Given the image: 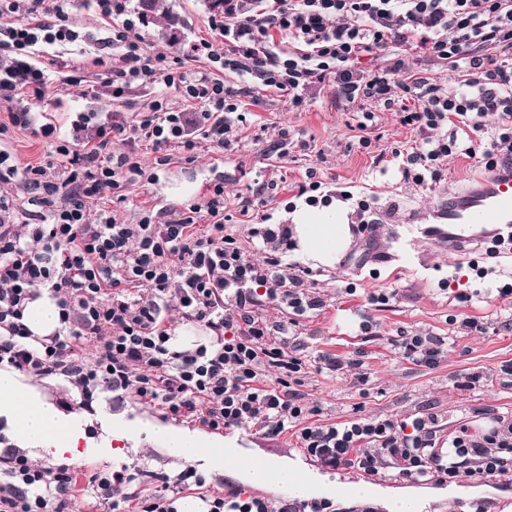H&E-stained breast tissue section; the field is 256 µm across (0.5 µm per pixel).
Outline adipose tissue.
<instances>
[{
    "mask_svg": "<svg viewBox=\"0 0 512 512\" xmlns=\"http://www.w3.org/2000/svg\"><path fill=\"white\" fill-rule=\"evenodd\" d=\"M290 226L295 258L313 267H331L351 240L345 210L336 207L305 208L294 211ZM0 414L11 418L19 441L35 455L47 454L77 464L90 455L84 447L80 421L60 412L41 397L34 387L22 383L11 369H0ZM139 431L171 455L207 467L208 442L188 431L165 430L143 421Z\"/></svg>",
    "mask_w": 512,
    "mask_h": 512,
    "instance_id": "ef3b65f1",
    "label": "adipose tissue"
}]
</instances>
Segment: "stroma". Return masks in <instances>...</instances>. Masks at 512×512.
Here are the masks:
<instances>
[{"mask_svg":"<svg viewBox=\"0 0 512 512\" xmlns=\"http://www.w3.org/2000/svg\"><path fill=\"white\" fill-rule=\"evenodd\" d=\"M166 3L179 19L176 35L167 36L164 20L146 23L142 32L148 52L165 54L174 63L191 41L205 38L223 46V39L208 26L211 0ZM84 74L80 85L60 86L52 101L35 106V122H52L66 131L81 113L94 114L99 120L111 112L132 117L159 95L147 84L116 101L101 86L95 69H85ZM251 91L244 99L248 122L232 149L220 152L204 144L190 155L174 150L169 163L161 166L157 183L129 187L124 204L113 202L111 190H104L89 200L88 210H114L129 224L148 214L161 224L169 208L201 202L220 183L227 215L224 231L249 252L252 231L277 228L285 224L291 208L303 206V199L295 197L292 188L306 170L316 169L329 188L346 187L355 196L368 197L370 210L353 215L351 241L335 265L313 269L308 291L326 306L299 316V339L306 352L321 350L363 363L370 381L359 385L349 378L330 379L315 364H306L302 390L307 402L318 409L315 422L334 423L352 416L399 421L433 413L440 432L445 433L461 418L481 424L488 410L512 416V375L502 370L512 363V296L497 294L499 287L512 284V252L505 250L493 258L478 252L463 258L448 255L433 239L444 226L428 213L449 191L466 186L465 176L474 171V160L449 157L440 182L408 184L392 152L418 145L423 135L402 126L394 113L374 111L362 133L356 127L362 120L360 114L352 108H336L330 90H322L315 104L300 111L275 91L256 85ZM7 108V102L0 99V123L7 126L0 133V148L22 164H41L49 143L8 125ZM363 136L370 138L369 147L360 145ZM257 178L276 183L278 195L273 204L257 206L255 221L247 223L238 213V204L249 197L248 186ZM185 184L193 188L190 195L172 196V189ZM464 290L470 301H457V293ZM372 294L388 295L389 301L384 307H371L367 298ZM471 319L478 321L479 330L467 328ZM415 335L450 336L454 342L439 365L430 369L404 355L403 337ZM474 372L481 373V382L466 387L467 375ZM23 381L61 411L81 420L95 449L82 463L88 470L108 473L113 466L100 433V417L144 415L165 425L173 422L159 406L141 402L131 393L116 399L97 389L92 397H85L62 374L27 375ZM236 435L240 447L263 448L269 456L285 461L299 458L306 468H321L299 449L295 431L271 440L248 424ZM136 446L137 453L128 454L126 464L140 472L137 488L141 494H150L161 476L173 475L183 466L146 439H138ZM427 499L424 512H474L480 504L490 512H512V472L487 485L463 482L458 492L444 484L432 489Z\"/></svg>","mask_w":512,"mask_h":512,"instance_id":"1","label":"stroma"}]
</instances>
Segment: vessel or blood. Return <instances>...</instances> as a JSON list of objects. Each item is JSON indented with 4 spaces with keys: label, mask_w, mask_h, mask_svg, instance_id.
<instances>
[{
    "label": "vessel or blood",
    "mask_w": 512,
    "mask_h": 512,
    "mask_svg": "<svg viewBox=\"0 0 512 512\" xmlns=\"http://www.w3.org/2000/svg\"><path fill=\"white\" fill-rule=\"evenodd\" d=\"M440 212L448 226L449 250L460 252L470 244L478 248L491 244V237L482 234V227L512 224V166L499 167L489 177H476L464 191L449 192L448 203ZM209 455L217 471L231 467L249 473L265 464L263 457L234 456L223 448L210 449Z\"/></svg>",
    "instance_id": "obj_1"
}]
</instances>
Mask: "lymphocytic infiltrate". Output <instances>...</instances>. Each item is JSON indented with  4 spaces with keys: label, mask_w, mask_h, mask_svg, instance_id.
Wrapping results in <instances>:
<instances>
[{
    "label": "lymphocytic infiltrate",
    "mask_w": 512,
    "mask_h": 512,
    "mask_svg": "<svg viewBox=\"0 0 512 512\" xmlns=\"http://www.w3.org/2000/svg\"><path fill=\"white\" fill-rule=\"evenodd\" d=\"M95 3L101 24L85 33L71 25V0H7V12L21 20L0 23L7 55L0 97L16 103L10 122L52 142L37 166H19L0 150V182L23 179L30 217L15 224L13 204L0 199V366L32 376L65 373L88 393L101 385L129 391L218 433L254 423L277 438L295 425L310 458L369 477L388 469L412 483H459L511 472L512 418L492 411L445 438L433 414L307 423L317 409L298 388L307 357L294 316L322 303L304 291L308 270L283 278L280 257L254 260L225 235L223 185L163 224L148 217L125 224L107 211L89 212L86 201L107 187L122 202L128 185L156 180L138 159L140 144L164 166L170 150L190 152L201 140L220 151L236 143L243 107L222 79L227 71L286 93L299 111L328 88L337 108L396 112L402 125L425 134L401 168L418 184L439 182L452 155L489 169L511 164L512 66L504 59L512 55V0H224L223 13L209 20L223 47L191 43L186 58L194 67L180 72L148 53L127 0ZM76 42L93 47L91 63L113 98L162 85L176 88L192 110L156 99L140 118L116 112L93 125L81 119L65 137L54 124L35 125L27 103L44 100L49 76L31 58L44 46ZM379 52L391 54V65L363 69V59ZM418 59L426 69L415 68ZM434 64L463 73V90L445 92L430 71ZM44 293L57 301L60 327L34 346L22 319ZM268 301L286 304L292 317L264 320L259 309ZM175 312L208 332V341L178 348ZM89 343L96 349L90 365L82 357ZM136 479L125 467L108 474L66 463L36 467L4 451L0 512H80V483L107 512H179L181 493L205 483L187 466L142 496L130 489ZM203 502V512H376L367 504L260 497L241 487Z\"/></svg>",
    "instance_id": "lymphocytic-infiltrate-1"
}]
</instances>
